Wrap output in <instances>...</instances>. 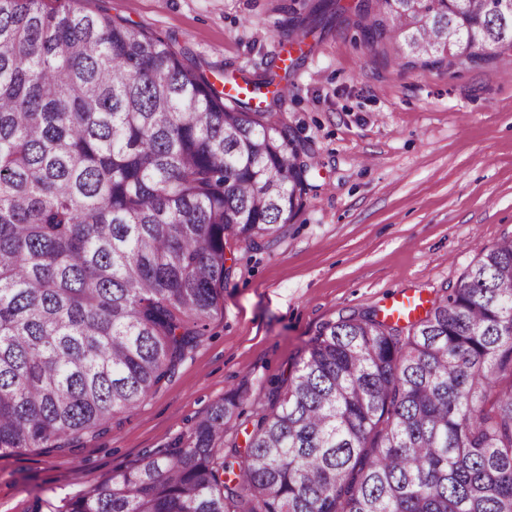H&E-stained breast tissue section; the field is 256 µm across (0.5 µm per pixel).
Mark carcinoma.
Listing matches in <instances>:
<instances>
[{
    "label": "carcinoma",
    "instance_id": "cac0c4a2",
    "mask_svg": "<svg viewBox=\"0 0 512 512\" xmlns=\"http://www.w3.org/2000/svg\"><path fill=\"white\" fill-rule=\"evenodd\" d=\"M425 66L512 57L503 0H303ZM265 108L120 18L0 0V454L74 451L171 377L221 309L226 244H270L311 163ZM224 450L239 401L68 512H512V236L426 316L324 326Z\"/></svg>",
    "mask_w": 512,
    "mask_h": 512
}]
</instances>
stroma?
<instances>
[{"mask_svg": "<svg viewBox=\"0 0 512 512\" xmlns=\"http://www.w3.org/2000/svg\"><path fill=\"white\" fill-rule=\"evenodd\" d=\"M300 0H44L105 12L186 49L216 86L275 78L281 117L316 160L295 219L271 246L226 247L224 307L204 336L134 412L76 453L0 456V512H66L85 488L148 452L186 441L231 395L244 443L325 324L385 318L415 297L417 316L454 286L478 250L512 235V68L488 58L454 70L407 68L359 29L328 25L285 67Z\"/></svg>", "mask_w": 512, "mask_h": 512, "instance_id": "stroma-1", "label": "stroma"}]
</instances>
